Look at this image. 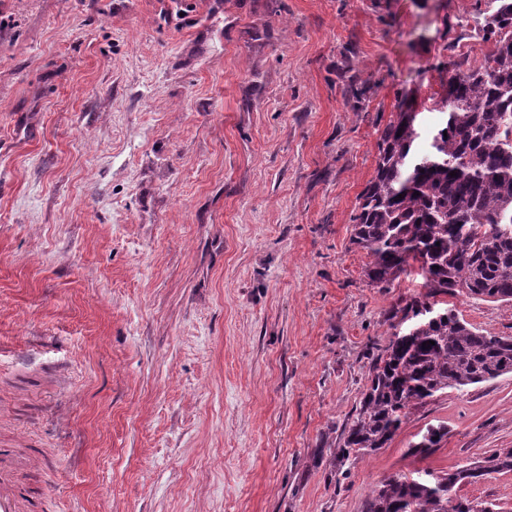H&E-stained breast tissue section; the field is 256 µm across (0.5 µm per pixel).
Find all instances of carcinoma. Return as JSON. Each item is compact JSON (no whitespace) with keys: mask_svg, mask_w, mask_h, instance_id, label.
<instances>
[{"mask_svg":"<svg viewBox=\"0 0 512 512\" xmlns=\"http://www.w3.org/2000/svg\"><path fill=\"white\" fill-rule=\"evenodd\" d=\"M476 0L471 17L491 44L483 60L443 64L444 93L433 102L439 125L423 133L414 99L406 96L381 131L373 177L352 214V244L366 252L369 285L390 288L416 262L425 299L390 311L394 329L374 344L365 388L343 426L337 449L318 457L339 471L351 457L386 447L413 410L448 389L512 374V336L485 334L439 296L512 302V0ZM455 175H450V172ZM448 426H429L408 453L426 457ZM512 472L500 449L453 473L426 478L388 476L367 495L361 512H486L448 493L480 477L478 468Z\"/></svg>","mask_w":512,"mask_h":512,"instance_id":"cac0c4a2","label":"carcinoma"}]
</instances>
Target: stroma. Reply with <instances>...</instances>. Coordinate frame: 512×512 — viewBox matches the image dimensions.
Returning a JSON list of instances; mask_svg holds the SVG:
<instances>
[{
	"instance_id": "1",
	"label": "stroma",
	"mask_w": 512,
	"mask_h": 512,
	"mask_svg": "<svg viewBox=\"0 0 512 512\" xmlns=\"http://www.w3.org/2000/svg\"><path fill=\"white\" fill-rule=\"evenodd\" d=\"M474 3L0 0V447L39 460L43 512H360L512 448L509 374L312 461L425 292L369 286L350 217L400 98L433 122L449 44L486 52ZM453 304L512 336V305ZM460 494L512 512V472ZM448 436V426L438 424L437 426H429L423 434L420 442L411 445L408 453L413 456L426 457L441 446V442ZM438 437V440H433Z\"/></svg>"
}]
</instances>
